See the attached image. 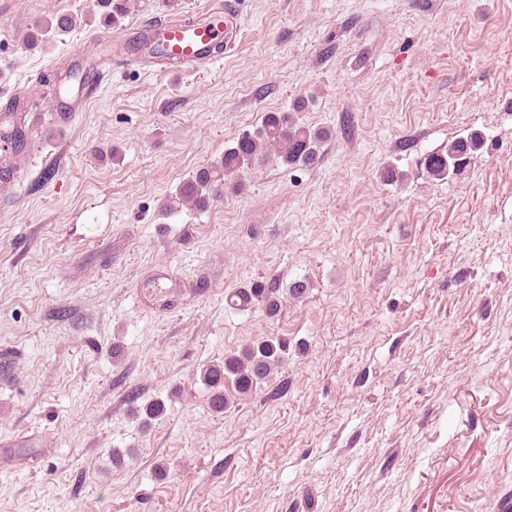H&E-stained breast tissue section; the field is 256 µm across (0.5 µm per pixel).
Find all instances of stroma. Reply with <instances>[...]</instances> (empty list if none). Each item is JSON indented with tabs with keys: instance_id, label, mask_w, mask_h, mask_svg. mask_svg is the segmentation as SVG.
<instances>
[{
	"instance_id": "35a3bbf8",
	"label": "stroma",
	"mask_w": 512,
	"mask_h": 512,
	"mask_svg": "<svg viewBox=\"0 0 512 512\" xmlns=\"http://www.w3.org/2000/svg\"><path fill=\"white\" fill-rule=\"evenodd\" d=\"M215 2L0 0V113L41 128L0 183V512H512V0H243L211 69L127 58L57 126L74 48ZM270 112L313 165L165 211ZM269 279L276 315L228 306ZM268 338L214 412L202 369ZM482 145L483 137L479 133H472L449 145L448 151L429 155L425 160L427 171L433 176L444 178L448 176L450 166L455 167L459 164L461 168L466 163V159L480 150Z\"/></svg>"
}]
</instances>
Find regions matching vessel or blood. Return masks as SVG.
Instances as JSON below:
<instances>
[{
  "instance_id": "vessel-or-blood-1",
  "label": "vessel or blood",
  "mask_w": 512,
  "mask_h": 512,
  "mask_svg": "<svg viewBox=\"0 0 512 512\" xmlns=\"http://www.w3.org/2000/svg\"><path fill=\"white\" fill-rule=\"evenodd\" d=\"M212 20L189 26L177 22L155 23L144 26L138 37L142 41V62L164 69L182 70L202 68L215 56L214 47L224 44L233 48L241 30V5L239 0H224V4L212 12ZM77 57V84L60 90L51 110L57 120H65L75 111L87 85L94 77L107 69L106 61H86L81 50H74Z\"/></svg>"
}]
</instances>
